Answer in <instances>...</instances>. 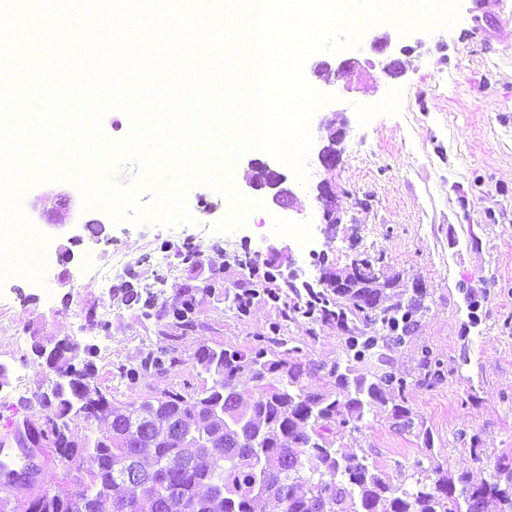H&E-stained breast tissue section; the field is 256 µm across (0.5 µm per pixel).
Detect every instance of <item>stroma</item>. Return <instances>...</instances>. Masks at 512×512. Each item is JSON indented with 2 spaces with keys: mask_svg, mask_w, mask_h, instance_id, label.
Listing matches in <instances>:
<instances>
[{
  "mask_svg": "<svg viewBox=\"0 0 512 512\" xmlns=\"http://www.w3.org/2000/svg\"><path fill=\"white\" fill-rule=\"evenodd\" d=\"M474 16V0H461L460 20L449 30L402 36L389 24L368 29L354 52L362 67L347 84L318 73L335 54L320 52L307 60V81L337 96L311 121L314 148L327 144L330 129L345 128L346 135L335 168L324 169L313 156L307 185L287 175L293 192L289 210L272 204L266 190L250 187L249 151L238 161L245 177L237 188L265 202V210L248 217L243 227L222 232L216 225L228 211L225 197L208 186H193L187 206L203 230L189 240L176 226L116 223L103 211L79 207L67 216L66 227L49 226L53 195L77 187L69 180L31 186L26 215L45 225L49 258L43 284L13 276L0 285L16 300L15 327L0 332V363L7 366L0 379V434L7 422L43 416L33 398L50 388L54 375L33 351L37 335L48 344L61 339L82 347L108 343L111 362L98 356L93 362L100 384L117 402L174 386L211 385V376L194 360L203 343L246 352L261 341L278 355L293 347L296 360L311 368L344 359V339L335 324L283 320V307L296 298L288 275L312 282L320 275L318 257L341 272L353 258L371 256L378 260L379 276L417 280L428 291L429 310L419 328L389 354L392 369L409 383L406 405L417 426L397 431L388 408L377 406L361 429L332 427L329 440L338 457H367L394 483L408 487L422 466L465 472L475 482L487 479L499 456L512 455V34L494 32L490 20L476 29ZM377 38L386 42V50L373 47ZM392 58L399 68L390 76L379 63ZM322 181L334 191L340 219L332 228L324 224L316 199ZM93 219L102 232L82 228L79 240L71 241L70 225L82 227ZM286 224L309 225L308 237H289L282 230ZM109 237L128 253L136 284H154L160 274L155 255L178 263L179 276L165 293L168 305L180 304V288L196 290L194 328L176 341L182 365L145 374L134 391L113 379L112 364H135L145 347L165 339L156 328L142 326L138 304L103 294L87 272V264L108 262L111 250L104 241ZM61 244L73 254L64 287L54 278ZM249 249L267 259L280 300L259 297L242 315L224 289L246 284L247 273L225 266L224 256ZM189 250L195 262L182 261ZM106 301L112 314L104 320L98 311ZM426 353L438 364L437 380L425 381L419 367ZM474 434L479 444H471ZM35 462L38 486H17L28 499L43 483L78 490L96 467L89 455L74 466L45 453Z\"/></svg>",
  "mask_w": 512,
  "mask_h": 512,
  "instance_id": "1",
  "label": "stroma"
}]
</instances>
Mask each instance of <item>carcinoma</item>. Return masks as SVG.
Masks as SVG:
<instances>
[{
  "mask_svg": "<svg viewBox=\"0 0 512 512\" xmlns=\"http://www.w3.org/2000/svg\"><path fill=\"white\" fill-rule=\"evenodd\" d=\"M377 262L369 256L358 261L353 288L326 280L318 290L304 284L306 295H297L284 314L336 323L351 359L378 363L370 380L338 361L319 365L314 373L334 381V396L306 392L301 363L270 359L261 344L247 353L203 344L195 359L213 374L211 386L116 402L103 391L93 362L79 367L78 349L60 346L47 362L57 380L36 397L43 419L52 424L49 448L70 466L91 452L97 468L79 490L50 488L29 500L25 512H81L84 502H99L106 512H255L264 489L282 512H485L491 501L500 512H512V458H497L490 479L478 484L466 474L442 475L437 466V477L427 475L406 489L363 458L341 463L325 437L333 423L359 428L376 404L391 405L389 419L397 430L415 427L411 410L396 402L408 382L390 370L386 351L414 332L428 311L427 290L414 288L408 298L400 294L387 303L385 289L400 283L388 280L378 287ZM144 291L143 320L154 318L171 330L194 327L189 289H183L181 306L172 308L151 287ZM181 363L174 345L149 347L137 364L118 365L114 376L133 390L142 375ZM242 376L260 387L249 404L238 390ZM75 408L89 418L99 411L96 421L106 435L74 441L69 414ZM215 419L224 421L220 443ZM121 486L139 493L119 496Z\"/></svg>",
  "mask_w": 512,
  "mask_h": 512,
  "instance_id": "carcinoma-1",
  "label": "carcinoma"
}]
</instances>
